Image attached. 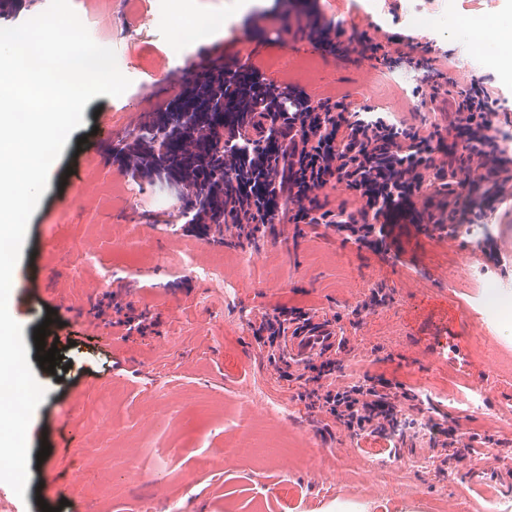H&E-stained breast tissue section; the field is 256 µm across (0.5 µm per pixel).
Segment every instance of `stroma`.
I'll list each match as a JSON object with an SVG mask.
<instances>
[{
    "label": "stroma",
    "instance_id": "obj_1",
    "mask_svg": "<svg viewBox=\"0 0 512 512\" xmlns=\"http://www.w3.org/2000/svg\"><path fill=\"white\" fill-rule=\"evenodd\" d=\"M70 2L131 85L86 104L29 221L9 304L46 395L28 428L25 494L0 483V501L11 512H247L251 503L322 512L336 501L368 512H435L442 501L447 512H484L490 495L512 504V310L492 319L481 302L488 280L512 292V201L481 205L480 168L458 171L450 195L436 175L458 170L462 140L448 124L471 83L494 101L495 139L512 136V67L500 44L478 49L470 34L511 21L512 0ZM320 18L339 22L348 39L397 33L429 43L448 89L432 94L424 73L404 63L312 52L296 29ZM217 19L222 34L177 36V23ZM202 48L227 69L254 53L268 77L313 99L343 96L351 110L374 107L420 136L439 135L420 198L435 219L454 220L458 237L436 231L401 240V254H378L322 224H281L241 246L187 231L172 177L136 190L120 170L105 171L107 153L138 133L152 78L191 81ZM469 225L485 226L493 249H474ZM120 304L142 316L144 332L120 324ZM277 306L323 313L348 339L335 387L371 374L410 391L438 383L445 395L404 402L400 438L353 434L308 407L303 379L256 344L253 324ZM42 324L59 338L62 362L51 370L37 361ZM256 383L288 405V417L268 419L248 402ZM476 388L505 416L473 415ZM420 417L424 437L413 429ZM448 428L461 455L450 465L435 444ZM248 441L257 459L225 458ZM367 448L378 449L377 465L364 460Z\"/></svg>",
    "mask_w": 512,
    "mask_h": 512
}]
</instances>
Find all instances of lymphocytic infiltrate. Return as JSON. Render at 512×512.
<instances>
[{
	"label": "lymphocytic infiltrate",
	"instance_id": "f902f5d3",
	"mask_svg": "<svg viewBox=\"0 0 512 512\" xmlns=\"http://www.w3.org/2000/svg\"><path fill=\"white\" fill-rule=\"evenodd\" d=\"M299 31L327 54L343 57L358 46L380 65L391 62L386 43L365 35L357 44L346 43L333 22H310ZM213 91L222 99L224 118L209 125L218 146L208 160H200L194 132L168 137L170 155L182 160L172 176L182 186L192 226L221 222L234 238L251 242L284 220L325 224L343 232L345 241L387 253L398 225L429 217L427 206L418 203L424 172L433 166L428 138L388 117L350 111L341 98L313 100L302 87L268 78L249 57L233 70L204 62L177 96L155 92L142 133L112 154L129 185L152 182L158 173L153 127ZM490 110L487 91L471 85L460 94L451 126L465 134L466 152L484 168L483 200L494 203L506 197L502 174L512 154L491 136ZM333 179L363 201L371 222L358 223L346 207L329 209L320 202L317 190ZM340 368L330 359L320 365L311 378L312 397L350 430L375 433L395 412L391 383L378 376L367 385L324 387Z\"/></svg>",
	"mask_w": 512,
	"mask_h": 512
}]
</instances>
